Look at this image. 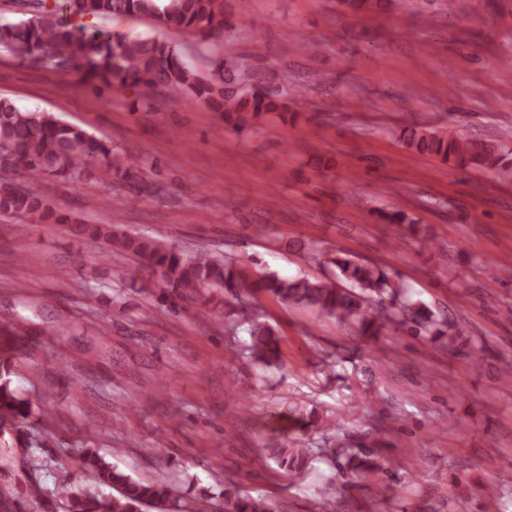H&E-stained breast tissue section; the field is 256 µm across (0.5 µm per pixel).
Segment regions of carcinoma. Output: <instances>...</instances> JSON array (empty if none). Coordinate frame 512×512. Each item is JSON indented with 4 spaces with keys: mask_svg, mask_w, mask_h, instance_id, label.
I'll use <instances>...</instances> for the list:
<instances>
[{
    "mask_svg": "<svg viewBox=\"0 0 512 512\" xmlns=\"http://www.w3.org/2000/svg\"><path fill=\"white\" fill-rule=\"evenodd\" d=\"M338 5L343 13L358 16L380 8L401 7L404 0H338ZM59 9L69 17L146 16L160 27L195 29L206 39L218 37L233 26L224 17V0H169L162 9L155 0H61ZM0 52L28 66L35 64L62 75L78 74L90 85H103L121 94L147 86L185 95L224 113L229 124L246 120L248 113L287 109V93L282 90L239 91L227 87L233 62L220 56L203 73L186 63L179 49L168 41L114 40L108 32L74 31L61 19L51 21L39 14L15 23H1ZM402 137L416 153L435 156L461 169L470 166L491 170L498 178L512 181V147L500 140L469 139L421 126L403 130ZM0 156L12 162V167L27 171L23 184L0 180V214L46 221L56 210L40 192L45 178L57 177L79 185L102 163L112 164V146L52 112L23 111L0 99ZM78 232L135 259L142 287L172 312L196 308L204 288L227 293L231 300L224 302V333L232 336L242 328L246 330L249 342L239 355L252 365L272 366L279 362L275 332L252 305L259 293L353 322L363 336H377L390 325L409 322L416 333L428 330L450 340L460 334L459 324L438 319L424 303L411 300L408 287L389 271L352 256L326 257L327 263L336 267V278L351 284L341 288L308 277L282 279L274 273L256 277L228 255L198 254L186 258L164 241L118 233L112 224L81 223ZM28 416L27 400L11 387L10 379H0V424L8 425ZM322 424L324 429L335 431L324 448H302L292 441L271 449L278 469L288 475H300L313 461L334 465L343 458L356 482L371 481L381 466L364 438L336 434L338 428L333 419L326 418ZM81 467L96 476L98 486L61 485L58 492L67 498L69 512H143L145 506L167 503L175 512L179 510L178 499L172 497L166 483L135 480L111 467L96 450H84ZM104 486L116 493L104 492ZM221 512H274V508L264 498L226 488Z\"/></svg>",
    "mask_w": 512,
    "mask_h": 512,
    "instance_id": "cac0c4a2",
    "label": "carcinoma"
}]
</instances>
